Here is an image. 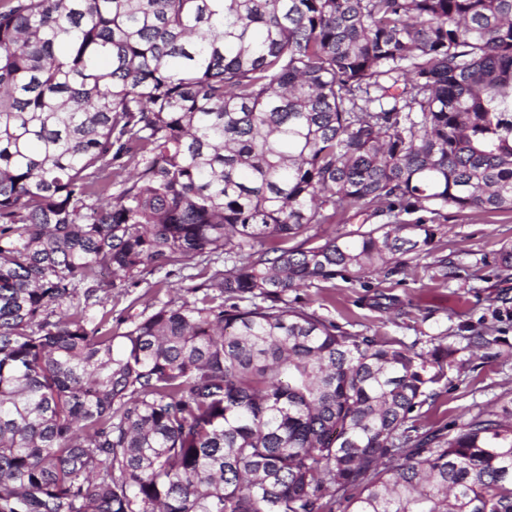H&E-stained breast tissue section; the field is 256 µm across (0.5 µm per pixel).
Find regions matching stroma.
<instances>
[{"mask_svg":"<svg viewBox=\"0 0 512 512\" xmlns=\"http://www.w3.org/2000/svg\"><path fill=\"white\" fill-rule=\"evenodd\" d=\"M446 215L431 250L401 257L397 272H350L288 293L297 308L350 333L391 338L423 355L441 343L458 348L463 367L448 369L435 398L416 410L423 433L512 401V274L499 268L500 251L512 246V212L451 207ZM444 259L456 266L455 280L442 278ZM168 271L158 293L152 289L160 279L155 273H142L135 283L117 281L113 336L148 314L154 300L180 297L199 269L179 263ZM476 333L485 336L487 346L469 347L468 338Z\"/></svg>","mask_w":512,"mask_h":512,"instance_id":"stroma-1","label":"stroma"}]
</instances>
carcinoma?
I'll use <instances>...</instances> for the list:
<instances>
[{"mask_svg": "<svg viewBox=\"0 0 512 512\" xmlns=\"http://www.w3.org/2000/svg\"><path fill=\"white\" fill-rule=\"evenodd\" d=\"M450 206L512 210V0H7L0 512H512V401L416 426L454 345L288 301ZM196 259L114 346L104 274ZM356 209L345 214H338L333 224H312L302 235L289 240L288 247H310L324 242L334 236H343L357 229L366 218L365 215L353 216ZM194 264L195 261L190 262L187 265L179 263L169 266L167 268V270L169 271V275L167 276L166 279V286L162 288L161 292L157 297L162 301H167L170 299H176L178 297H181L183 292L180 291V289L200 284L210 276L214 269H222V266H220L219 264L212 265V268L209 269L208 273L205 276L197 277L196 274L201 272L202 267L204 265L194 266ZM189 275L195 277L193 279H190Z\"/></svg>", "mask_w": 512, "mask_h": 512, "instance_id": "obj_1", "label": "carcinoma"}]
</instances>
